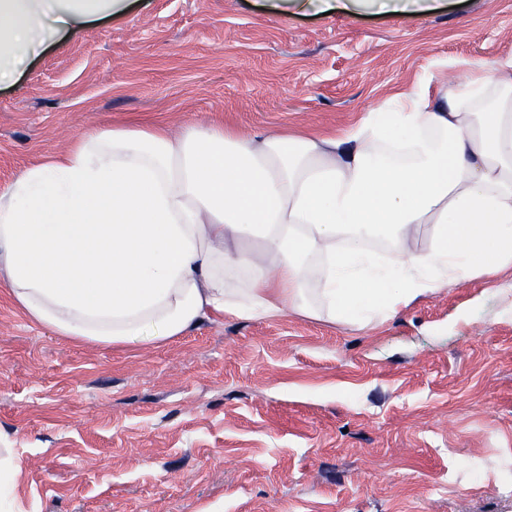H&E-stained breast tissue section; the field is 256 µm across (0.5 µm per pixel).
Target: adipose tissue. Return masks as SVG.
<instances>
[{
  "label": "adipose tissue",
  "instance_id": "obj_1",
  "mask_svg": "<svg viewBox=\"0 0 512 512\" xmlns=\"http://www.w3.org/2000/svg\"><path fill=\"white\" fill-rule=\"evenodd\" d=\"M338 6L416 17L437 0H268ZM130 9L0 0V83L50 40ZM507 267L512 56L422 79L338 134L89 130L0 187V281L32 323L94 344L159 346L215 315L290 310L362 329Z\"/></svg>",
  "mask_w": 512,
  "mask_h": 512
}]
</instances>
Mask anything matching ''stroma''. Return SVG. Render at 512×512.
Listing matches in <instances>:
<instances>
[{
	"instance_id": "35a3bbf8",
	"label": "stroma",
	"mask_w": 512,
	"mask_h": 512,
	"mask_svg": "<svg viewBox=\"0 0 512 512\" xmlns=\"http://www.w3.org/2000/svg\"><path fill=\"white\" fill-rule=\"evenodd\" d=\"M512 55V0L427 15L139 0L0 87V187L83 131L341 132ZM512 268L364 329L215 317L163 345L31 323L0 283V448L22 512H512Z\"/></svg>"
}]
</instances>
